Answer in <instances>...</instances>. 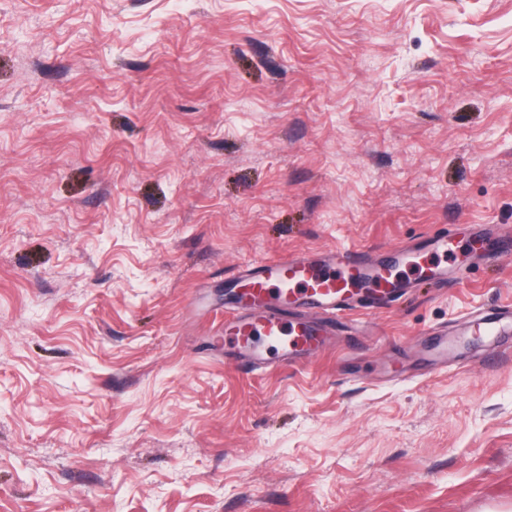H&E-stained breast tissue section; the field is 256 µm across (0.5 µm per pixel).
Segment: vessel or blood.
<instances>
[{
    "label": "vessel or blood",
    "mask_w": 512,
    "mask_h": 512,
    "mask_svg": "<svg viewBox=\"0 0 512 512\" xmlns=\"http://www.w3.org/2000/svg\"><path fill=\"white\" fill-rule=\"evenodd\" d=\"M237 278L247 291L230 307L224 340L254 370L309 358L323 344L325 328L309 319L306 309L333 314L351 307L372 308L387 285L398 280L393 264L374 267L365 252L349 248L249 265L238 270ZM470 327L496 340L512 333V319L491 314Z\"/></svg>",
    "instance_id": "obj_1"
}]
</instances>
